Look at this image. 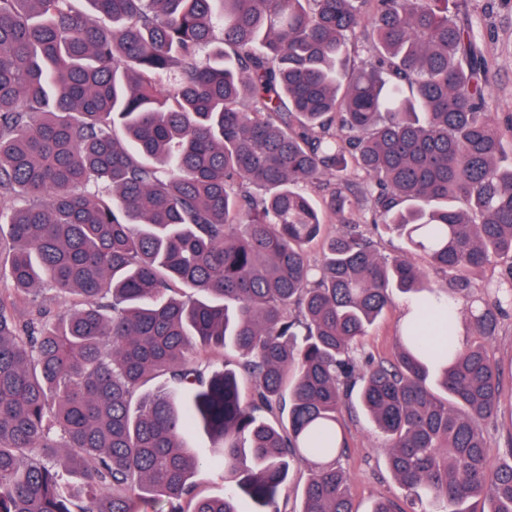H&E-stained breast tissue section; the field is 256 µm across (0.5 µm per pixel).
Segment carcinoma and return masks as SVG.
<instances>
[{
	"label": "carcinoma",
	"mask_w": 512,
	"mask_h": 512,
	"mask_svg": "<svg viewBox=\"0 0 512 512\" xmlns=\"http://www.w3.org/2000/svg\"><path fill=\"white\" fill-rule=\"evenodd\" d=\"M79 2L0 0V512H288L312 458L299 512H356L337 463L354 391L422 512H512V440L492 468L487 435L512 118L490 117L460 0H86L110 26ZM356 213L446 284L383 258ZM393 287L460 295L477 340L457 348L450 317L433 349L411 326L357 372ZM227 348L237 369L206 376ZM151 375L167 387L142 392ZM203 462L233 480L223 497L195 492ZM310 466V463H302L295 469L292 479L288 484V510L300 509L301 487L304 482V477L307 475Z\"/></svg>",
	"instance_id": "1"
}]
</instances>
